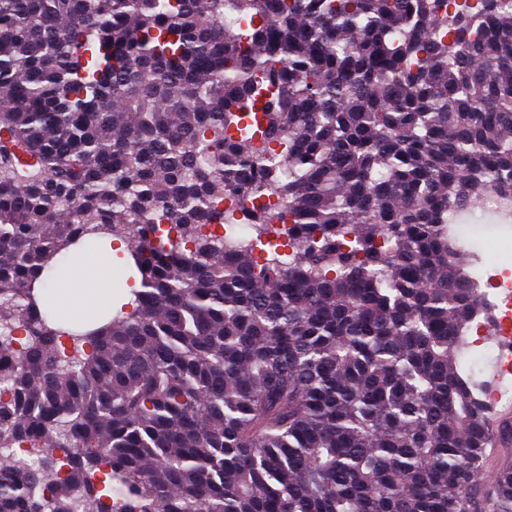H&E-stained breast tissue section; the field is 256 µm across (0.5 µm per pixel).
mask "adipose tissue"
<instances>
[{
  "instance_id": "ef3b65f1",
  "label": "adipose tissue",
  "mask_w": 512,
  "mask_h": 512,
  "mask_svg": "<svg viewBox=\"0 0 512 512\" xmlns=\"http://www.w3.org/2000/svg\"><path fill=\"white\" fill-rule=\"evenodd\" d=\"M87 254V248L73 249L65 274L48 281L41 293L53 313L76 324L93 322L111 313L117 286L111 261L91 267L85 263Z\"/></svg>"
}]
</instances>
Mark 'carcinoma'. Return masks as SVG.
Segmentation results:
<instances>
[{
  "label": "carcinoma",
  "mask_w": 512,
  "mask_h": 512,
  "mask_svg": "<svg viewBox=\"0 0 512 512\" xmlns=\"http://www.w3.org/2000/svg\"><path fill=\"white\" fill-rule=\"evenodd\" d=\"M492 191L512 0H0V512H512L448 236ZM114 236L131 310L51 316Z\"/></svg>",
  "instance_id": "carcinoma-1"
}]
</instances>
